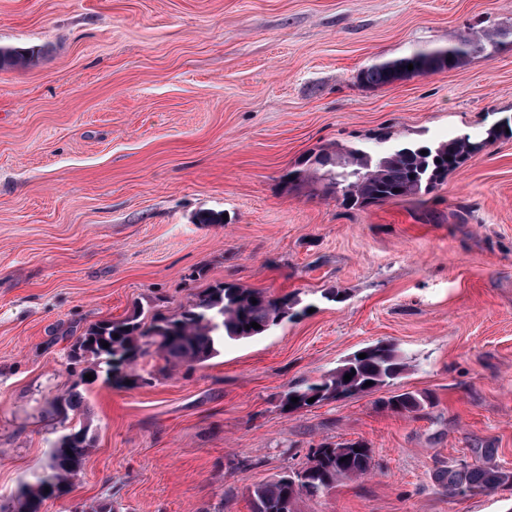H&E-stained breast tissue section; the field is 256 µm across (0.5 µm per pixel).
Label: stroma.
<instances>
[{
  "label": "stroma",
  "instance_id": "stroma-1",
  "mask_svg": "<svg viewBox=\"0 0 512 512\" xmlns=\"http://www.w3.org/2000/svg\"><path fill=\"white\" fill-rule=\"evenodd\" d=\"M473 26L512 30V0H0V45L44 49L0 70V512L67 424L92 448L44 512H251L255 485L356 440L373 473L303 512H512L510 491L451 498L436 479L485 446L512 472V137L417 200L350 209L325 181L281 186L331 143L435 142L512 116V42L355 82ZM205 210L227 219L196 223ZM222 282L312 311L190 369L150 350L135 385H80L60 421L89 326L173 314ZM379 340L409 361L395 388L431 406L383 409L384 387L282 408ZM506 36L512 37V33L473 30L446 47L415 49L403 56L364 67L358 71L356 80L364 88L377 89L417 75L457 69L476 54L493 57L504 45L501 38ZM447 58H451V61H447ZM408 64H413L412 70H408Z\"/></svg>",
  "mask_w": 512,
  "mask_h": 512
}]
</instances>
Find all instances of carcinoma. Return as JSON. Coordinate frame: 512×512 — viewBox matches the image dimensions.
Instances as JSON below:
<instances>
[{
  "instance_id": "1",
  "label": "carcinoma",
  "mask_w": 512,
  "mask_h": 512,
  "mask_svg": "<svg viewBox=\"0 0 512 512\" xmlns=\"http://www.w3.org/2000/svg\"><path fill=\"white\" fill-rule=\"evenodd\" d=\"M511 32L473 30L446 47L415 49L403 56L385 60L360 69L356 75L364 88L377 89L396 81L410 79L444 69H457L469 58L481 54L493 57L504 45L502 38ZM42 53L36 47L0 46V68H29ZM413 69H408V65ZM512 136V123L495 124L485 135L454 136L433 143L404 142L391 144L390 133L371 138V147L336 144L308 154L295 169L289 171L284 184L295 186L313 179L325 180L342 195L350 207H366L391 200L422 197L430 193L449 173L460 168L475 154L471 143L486 147L501 137ZM427 154H421V151ZM298 300L292 294L271 295L265 291L244 288L235 283H220L197 295L182 309L171 315H155L151 325L141 326L142 313H133L121 321H105L90 326L73 349L78 361L86 367L85 375L104 366L112 373L108 381L117 386L140 379L132 368L138 358L156 347L165 361L164 369L191 368L219 352L225 341H242L260 336L270 327L295 316ZM256 322L258 329H246ZM108 347H103V343ZM366 358H359V354ZM409 363L399 347L389 341H378L352 354L343 365L315 381H305L288 389L282 406L295 412L325 401L347 399L386 386L407 371ZM355 372L351 380L344 376ZM372 385H366V382ZM298 402H291V398ZM429 397L407 391L381 402L382 407L397 414L419 412ZM82 397L73 392L57 399L56 411L68 412L81 406ZM91 442L84 427H73L53 445L42 473L32 485L24 487L15 497L14 512H39L46 493L65 490L81 469ZM475 460L463 457L438 481L449 497L461 493L475 496L497 489H512V472L493 463L497 449L473 448ZM346 461H341V458ZM374 468L370 449L363 441L323 443L310 452L306 467L254 486L250 491L251 512H300L302 499H316L341 480L359 479Z\"/></svg>"
}]
</instances>
